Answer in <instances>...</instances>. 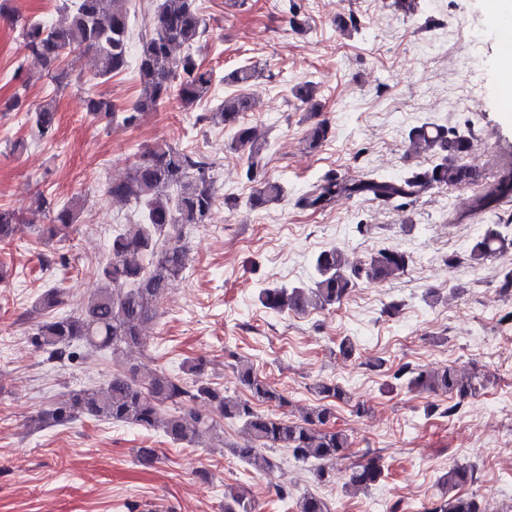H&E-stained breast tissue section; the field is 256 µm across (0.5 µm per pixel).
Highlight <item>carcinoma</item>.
<instances>
[{
	"label": "carcinoma",
	"instance_id": "obj_1",
	"mask_svg": "<svg viewBox=\"0 0 512 512\" xmlns=\"http://www.w3.org/2000/svg\"><path fill=\"white\" fill-rule=\"evenodd\" d=\"M126 0H67L62 4L65 22L46 27L37 20L22 26L25 47L39 59L47 76L61 83L65 74L61 62L66 51L81 49L88 56L90 79L107 81L127 66L131 32ZM207 32L206 23L196 0H159L152 25L139 40L137 98L123 110L122 123L140 124L145 114L156 112L175 99L191 105L208 98L214 78L192 52L193 46ZM184 49L186 53L177 55ZM257 70L241 66L225 80L236 85V93L224 97L211 112V120L232 134L230 149L246 166L245 174L254 192L247 200L251 210H258L284 197V187L266 177L262 167L264 142L255 127L244 121L254 102L246 93ZM316 84L295 86V97L309 107L310 117L317 116L311 103ZM87 111L95 116L115 118L112 102L101 95L85 99ZM31 127L39 139L55 131L56 108L51 101L31 110ZM331 133L326 120L310 125L306 143L318 149ZM409 148L431 157L424 168L412 169L399 178L370 174L360 180H344L334 171L324 173L298 198L296 205L321 209L336 196H363L385 206L401 208L434 188L456 189L477 179L474 169L462 162L470 150V140L463 134L435 122L424 121L407 133ZM213 163L197 152L160 144L139 153L126 176L110 183L106 194L146 210L145 222L130 224L112 237V258L99 274L103 286L98 288L77 312H58L65 304L62 289H46L38 302L35 331L30 343L46 354L50 363L64 365L80 357L78 344L95 351L123 352L143 347L142 329L158 312V304L169 283L181 277L187 268L188 251L183 242L185 229L208 220L217 200ZM512 198V162L503 165L494 182L470 196L467 212L491 213ZM41 205L52 211L49 238L72 227L78 201L57 207L47 199ZM19 213L0 208V242L12 238ZM508 248L507 238L499 225L489 226L470 246L469 258L482 262ZM409 254L399 247H384L362 259H351L337 248L320 251L314 258L317 274L311 287L286 286L265 288L259 294L263 307L283 313H300L308 307L333 308L348 295L357 281L390 280L404 272ZM241 385L260 402L281 408L286 397L271 389L242 361L237 366ZM405 380L409 388L430 394L459 398L448 406V416L457 415L462 400L485 387L475 371L462 372L449 366L441 371L401 366L393 374ZM323 399H346L344 388L333 381L315 386ZM198 401L209 403L224 419L242 422L251 442L235 449V454L252 468L270 473L275 467L265 451L286 448L295 460L313 467L323 479L344 457L350 447V435L331 423V405L318 404L298 419L273 412L256 411L250 400L224 395V391L207 383L188 384L180 377L163 371L142 370L132 366L112 375L101 386L73 390L64 402L39 411L30 417V431L67 425L80 417L124 423L146 429L160 428L175 443H192L216 431L217 420L195 409ZM473 472L456 465L439 477L441 497L423 508V512H486L473 496L457 489L472 480ZM384 477L379 459L371 458L350 469L345 487L367 489ZM293 512H334L327 500L306 494L296 500ZM224 512H256L255 500L248 486L241 484L224 493Z\"/></svg>",
	"mask_w": 512,
	"mask_h": 512
}]
</instances>
